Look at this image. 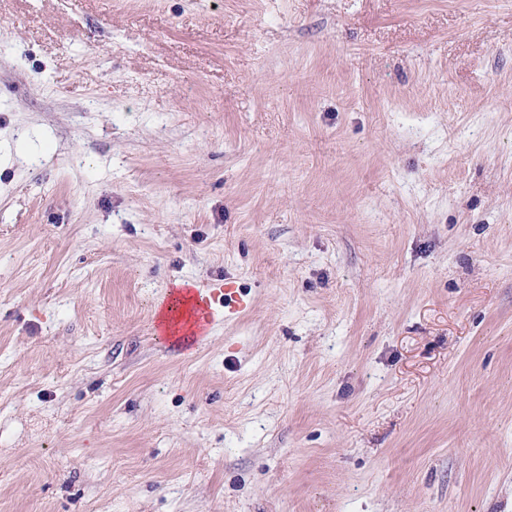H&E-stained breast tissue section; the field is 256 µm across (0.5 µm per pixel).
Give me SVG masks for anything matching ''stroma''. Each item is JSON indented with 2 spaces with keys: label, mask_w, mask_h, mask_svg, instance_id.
I'll return each mask as SVG.
<instances>
[{
  "label": "stroma",
  "mask_w": 512,
  "mask_h": 512,
  "mask_svg": "<svg viewBox=\"0 0 512 512\" xmlns=\"http://www.w3.org/2000/svg\"><path fill=\"white\" fill-rule=\"evenodd\" d=\"M0 512H512V0H0ZM177 305L179 307L177 308L176 311L171 310L169 312L170 317L172 318V322L179 320L178 325L180 327L185 326V328L187 330L186 336H188L187 339L185 340L186 344L188 346H195L199 342L198 336H201L203 334L202 328L204 326V322L210 321L214 314L212 311V308L209 306H207V309H206V306H205V308H199V309L194 308L193 309V319H190V322L187 323L186 318H183L182 315H180V307H181L180 303H177ZM190 324H192V326L188 330V327Z\"/></svg>",
  "instance_id": "stroma-1"
}]
</instances>
